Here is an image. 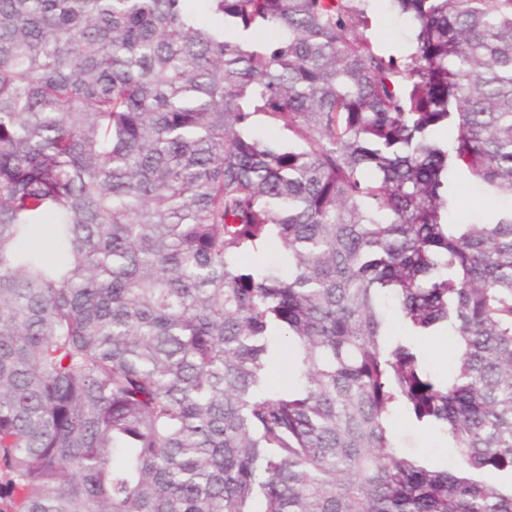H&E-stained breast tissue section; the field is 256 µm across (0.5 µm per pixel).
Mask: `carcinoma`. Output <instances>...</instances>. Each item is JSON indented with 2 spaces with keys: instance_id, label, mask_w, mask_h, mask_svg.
I'll list each match as a JSON object with an SVG mask.
<instances>
[{
  "instance_id": "obj_1",
  "label": "carcinoma",
  "mask_w": 512,
  "mask_h": 512,
  "mask_svg": "<svg viewBox=\"0 0 512 512\" xmlns=\"http://www.w3.org/2000/svg\"><path fill=\"white\" fill-rule=\"evenodd\" d=\"M374 2L0 0V512H512V0ZM373 13L369 31L377 44L396 56L407 55L412 49V26L388 8V2L380 1ZM454 181L457 190L450 209V218L465 224L493 223L504 205L470 182L462 172L455 173ZM430 344H434L433 336H424L417 341V346L421 350L426 360L428 367L436 374L441 376H446L448 374V370L454 365L453 360L448 357V353H439L438 351H433L429 354L428 350L430 348ZM393 426L397 450L401 454L446 465L448 445L439 434L417 427L402 415L394 417Z\"/></svg>"
}]
</instances>
